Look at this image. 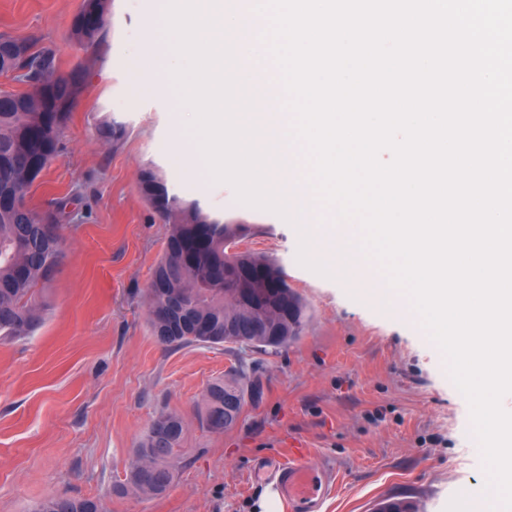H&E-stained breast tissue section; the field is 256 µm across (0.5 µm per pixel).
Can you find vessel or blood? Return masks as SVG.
<instances>
[{
  "mask_svg": "<svg viewBox=\"0 0 512 512\" xmlns=\"http://www.w3.org/2000/svg\"><path fill=\"white\" fill-rule=\"evenodd\" d=\"M264 476L274 482L291 512H319L329 487L327 474L312 464L307 452L300 448L288 459L276 460L265 468Z\"/></svg>",
  "mask_w": 512,
  "mask_h": 512,
  "instance_id": "b4317fda",
  "label": "vessel or blood"
}]
</instances>
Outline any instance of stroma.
<instances>
[{"label":"stroma","instance_id":"35a3bbf8","mask_svg":"<svg viewBox=\"0 0 512 512\" xmlns=\"http://www.w3.org/2000/svg\"><path fill=\"white\" fill-rule=\"evenodd\" d=\"M82 0H0V35L79 70L83 91L58 154L27 195L34 207L68 199L64 263L41 293L43 322L0 340V512H27L56 494L101 499L107 512H254L267 488L260 465L306 449L338 484L321 512H373L385 498L446 512L487 475L470 408L424 329L375 308L357 288L297 260L300 230L238 202L227 183L199 182L172 155L191 114L163 111L154 89L134 91L138 49L152 14L145 0H110L95 51L76 45ZM120 122L123 137H102ZM157 167L178 195L247 224L240 249L277 258L311 314L279 350L159 342L147 293L169 226L142 196ZM238 370L258 380L231 429L202 427L207 388ZM187 424L181 464L157 497L121 491L134 451L161 413Z\"/></svg>","mask_w":512,"mask_h":512}]
</instances>
